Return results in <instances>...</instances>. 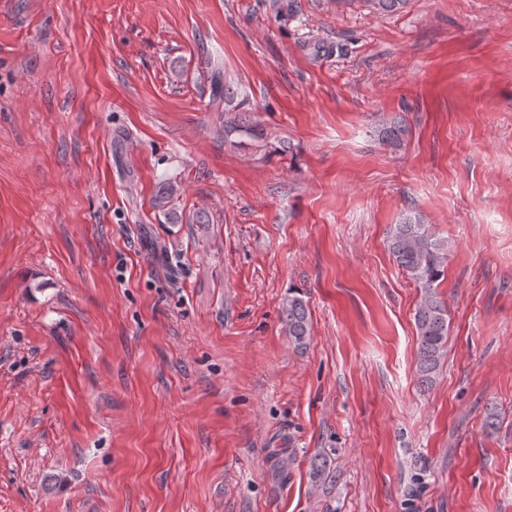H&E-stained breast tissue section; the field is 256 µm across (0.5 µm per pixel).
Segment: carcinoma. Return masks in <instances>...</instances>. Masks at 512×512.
Wrapping results in <instances>:
<instances>
[{
    "label": "carcinoma",
    "instance_id": "1",
    "mask_svg": "<svg viewBox=\"0 0 512 512\" xmlns=\"http://www.w3.org/2000/svg\"><path fill=\"white\" fill-rule=\"evenodd\" d=\"M377 12H394L406 5L407 0H362ZM238 90L231 83L222 81L221 72L211 74L209 107L224 113V140L236 135L259 141L264 137L261 126L247 112L238 111ZM378 139L391 146L401 145L408 134L403 120L393 118L377 130ZM177 193L176 185L164 183L156 194V206L163 209ZM389 250L397 266L420 288V302L415 309L414 321L418 343L417 371L421 381L429 384L440 367L448 339L450 313L441 297L438 286L448 265V245L439 239L428 224L416 215H405L388 230ZM282 321L298 348L307 344L310 336L309 314L304 300L290 296L282 306ZM308 478L312 486L325 487L336 481L328 454L313 455L308 465Z\"/></svg>",
    "mask_w": 512,
    "mask_h": 512
}]
</instances>
